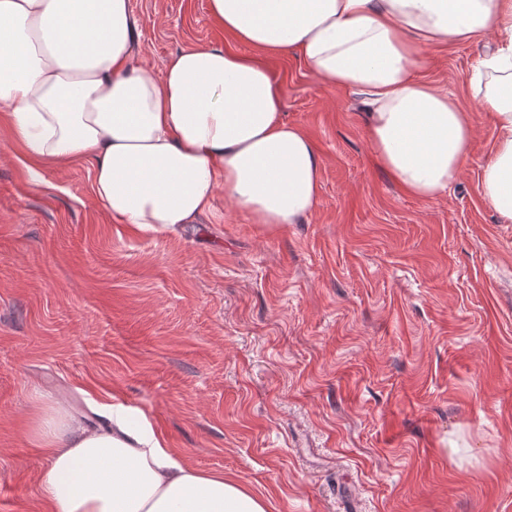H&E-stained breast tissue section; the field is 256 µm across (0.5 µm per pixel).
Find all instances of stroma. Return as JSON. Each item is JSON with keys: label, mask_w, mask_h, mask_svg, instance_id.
Instances as JSON below:
<instances>
[{"label": "stroma", "mask_w": 512, "mask_h": 512, "mask_svg": "<svg viewBox=\"0 0 512 512\" xmlns=\"http://www.w3.org/2000/svg\"><path fill=\"white\" fill-rule=\"evenodd\" d=\"M133 64L229 38L208 0H131ZM496 34L420 52L470 115L452 187L421 200L376 161L351 91L266 56L321 158L316 209L169 230L113 223L90 166L29 175L0 129V512H45L37 399L144 413L187 464L268 512H512V221L485 202L494 131L468 87Z\"/></svg>", "instance_id": "1"}]
</instances>
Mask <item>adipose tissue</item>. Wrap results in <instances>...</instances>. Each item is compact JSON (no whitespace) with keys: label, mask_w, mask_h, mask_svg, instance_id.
<instances>
[{"label":"adipose tissue","mask_w":512,"mask_h":512,"mask_svg":"<svg viewBox=\"0 0 512 512\" xmlns=\"http://www.w3.org/2000/svg\"><path fill=\"white\" fill-rule=\"evenodd\" d=\"M209 13L255 53L181 50L163 72L131 65L130 0H0V124L29 172L89 164L93 197L142 230L195 224L225 196L257 224H295L318 205L321 159L283 117L262 59L298 50L319 77L359 96L366 135L400 188L431 199L454 183L471 122L420 80L428 44L508 34L473 73L494 128L483 197L512 221V0H209ZM103 422L39 405L31 432L47 512H267L223 473L192 468L143 414L102 407Z\"/></svg>","instance_id":"1"}]
</instances>
